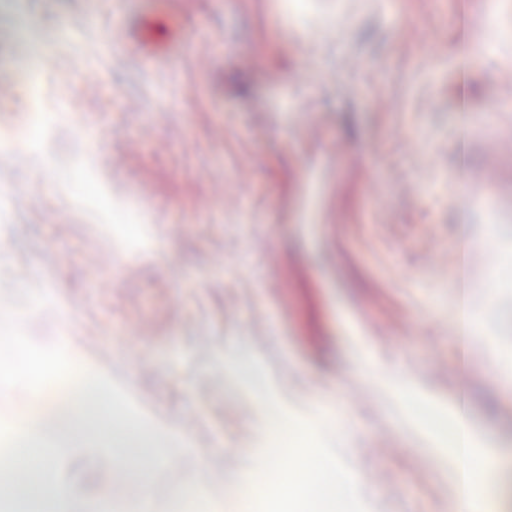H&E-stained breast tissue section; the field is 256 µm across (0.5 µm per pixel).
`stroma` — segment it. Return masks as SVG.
Masks as SVG:
<instances>
[{
  "instance_id": "obj_1",
  "label": "stroma",
  "mask_w": 512,
  "mask_h": 512,
  "mask_svg": "<svg viewBox=\"0 0 512 512\" xmlns=\"http://www.w3.org/2000/svg\"><path fill=\"white\" fill-rule=\"evenodd\" d=\"M20 29L55 52L51 70L15 69ZM1 68L16 82L0 113L39 110L54 130L23 161L0 156L15 193L0 197L15 251L0 307L25 322L17 345L48 350L56 315L26 316L41 290L63 295L109 350L110 382L159 425L196 420L179 453L155 451L152 512H178L198 452L225 481L264 451L239 379H213L236 353L296 417L342 419L371 512H455L388 378L463 394L499 459L491 512H512V386L497 377L512 283L496 274L512 248V0H0ZM87 167L146 217L133 242L110 202L86 205ZM144 443L69 416L33 458L73 512H128L139 473L102 493L120 448Z\"/></svg>"
}]
</instances>
